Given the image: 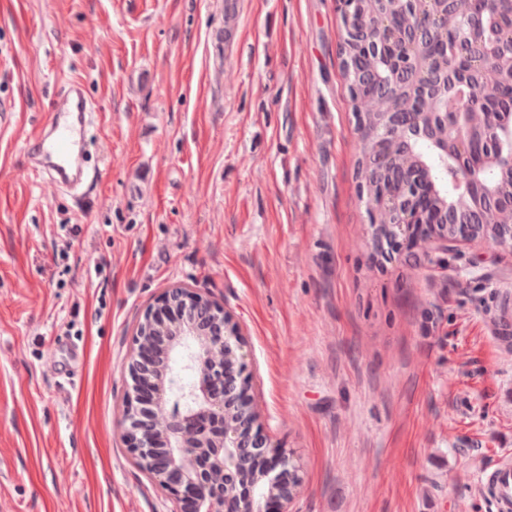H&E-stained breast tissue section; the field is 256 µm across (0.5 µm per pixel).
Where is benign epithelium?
<instances>
[{
	"label": "benign epithelium",
	"instance_id": "obj_1",
	"mask_svg": "<svg viewBox=\"0 0 512 512\" xmlns=\"http://www.w3.org/2000/svg\"><path fill=\"white\" fill-rule=\"evenodd\" d=\"M342 23L345 67L365 55L377 94L356 98L355 133L363 149L358 162L376 249L400 243L417 250L416 261L492 242L512 247V214L491 213L479 224L460 223L456 213L485 211L484 202L512 187L487 183L484 170L503 159L512 124L502 121L498 145L473 153L469 144L485 122L475 112H450L446 91L430 82L448 70L431 53L446 36L447 0H336ZM408 14L426 29L405 32L391 23ZM401 43L403 59L386 62L385 47ZM483 87L495 89L501 69L493 53L476 60ZM426 90L425 112H402L398 103L414 88ZM456 150L454 179L468 193L448 194L437 170ZM246 340L225 307L192 288L165 291L140 320L127 353L130 378L117 415L122 441L134 463L170 500L171 512H288L301 486L300 465L271 445L252 379L244 375ZM182 353L192 378L183 382L171 367Z\"/></svg>",
	"mask_w": 512,
	"mask_h": 512
}]
</instances>
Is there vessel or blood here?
<instances>
[{
	"instance_id": "obj_1",
	"label": "vessel or blood",
	"mask_w": 512,
	"mask_h": 512,
	"mask_svg": "<svg viewBox=\"0 0 512 512\" xmlns=\"http://www.w3.org/2000/svg\"><path fill=\"white\" fill-rule=\"evenodd\" d=\"M93 109L81 81L69 80L52 103L49 122L35 137L36 171L58 187L76 190L90 182L83 162L87 115ZM485 484L492 489L501 512H512V459L493 464Z\"/></svg>"
}]
</instances>
